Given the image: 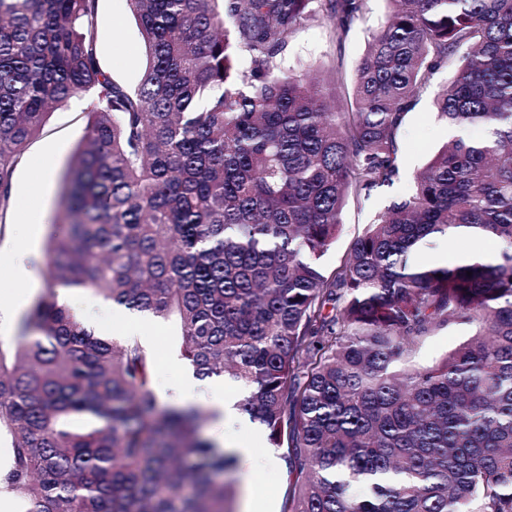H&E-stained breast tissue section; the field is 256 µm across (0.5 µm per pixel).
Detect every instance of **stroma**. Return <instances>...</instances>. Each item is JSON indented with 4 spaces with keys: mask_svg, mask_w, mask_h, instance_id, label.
<instances>
[{
    "mask_svg": "<svg viewBox=\"0 0 512 512\" xmlns=\"http://www.w3.org/2000/svg\"><path fill=\"white\" fill-rule=\"evenodd\" d=\"M392 6L389 0H368L363 17L344 39H337L333 26L325 21L305 23L293 34L283 53L285 66L297 73L319 70L329 77L335 67L354 72L363 57L368 36L386 21ZM99 51L104 69L116 81L136 86L146 57L140 33L127 0H99ZM449 70H441L431 81L417 105L409 113L400 141V176L393 187L370 198H349L343 211V226L335 243L321 260L325 271H332L346 255L351 241L363 231L373 216L391 201L408 192L415 173L454 131L437 113L436 98L446 85ZM85 103L69 100L54 110L43 131L29 145L13 179V208L9 225L0 232V291L14 288L15 267L24 264L36 278L13 312L0 311V340L11 341L22 316L49 280L45 256L47 235L59 211L58 178L80 145L86 125ZM52 152L51 171H44V154ZM156 355L153 378L156 389L170 385L176 375L182 337L171 321L155 320L144 337ZM239 485L234 503L242 512L248 493L268 501L269 512H281L286 479L269 469L259 475L256 486H249L245 471L231 473Z\"/></svg>",
    "mask_w": 512,
    "mask_h": 512,
    "instance_id": "stroma-1",
    "label": "stroma"
}]
</instances>
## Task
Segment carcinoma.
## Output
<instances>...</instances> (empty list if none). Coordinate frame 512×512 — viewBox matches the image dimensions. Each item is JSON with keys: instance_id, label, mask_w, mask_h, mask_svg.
<instances>
[{"instance_id": "1", "label": "carcinoma", "mask_w": 512, "mask_h": 512, "mask_svg": "<svg viewBox=\"0 0 512 512\" xmlns=\"http://www.w3.org/2000/svg\"><path fill=\"white\" fill-rule=\"evenodd\" d=\"M368 0H127L147 65L103 68L99 0H0V224L50 111L90 95L59 190L50 282L0 342V494L25 512H232L235 456L160 408L154 352L96 334L56 286L175 319L283 449L281 512H512V0H392L353 78L282 65ZM453 137L325 273L349 197L399 177L408 114L442 68ZM351 87L350 108L329 99ZM491 239L486 258L414 256ZM472 275H467V272ZM467 341L412 358L452 325Z\"/></svg>"}]
</instances>
